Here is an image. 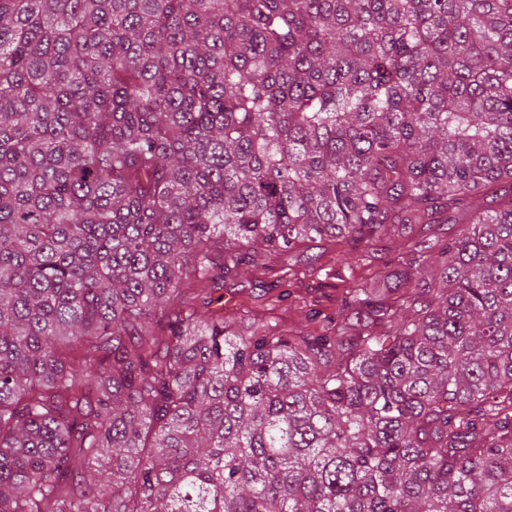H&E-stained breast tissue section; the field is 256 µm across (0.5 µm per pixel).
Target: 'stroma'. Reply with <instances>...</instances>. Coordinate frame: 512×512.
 Masks as SVG:
<instances>
[{
	"instance_id": "stroma-1",
	"label": "stroma",
	"mask_w": 512,
	"mask_h": 512,
	"mask_svg": "<svg viewBox=\"0 0 512 512\" xmlns=\"http://www.w3.org/2000/svg\"><path fill=\"white\" fill-rule=\"evenodd\" d=\"M399 261L386 237L349 241L326 237L293 252H274L225 278L224 317L289 336L335 331L351 292L370 285Z\"/></svg>"
}]
</instances>
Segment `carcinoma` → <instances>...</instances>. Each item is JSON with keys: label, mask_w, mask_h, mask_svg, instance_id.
<instances>
[{"label": "carcinoma", "mask_w": 512, "mask_h": 512, "mask_svg": "<svg viewBox=\"0 0 512 512\" xmlns=\"http://www.w3.org/2000/svg\"><path fill=\"white\" fill-rule=\"evenodd\" d=\"M389 232L334 335L200 290ZM0 512H512V0H0Z\"/></svg>", "instance_id": "1"}]
</instances>
